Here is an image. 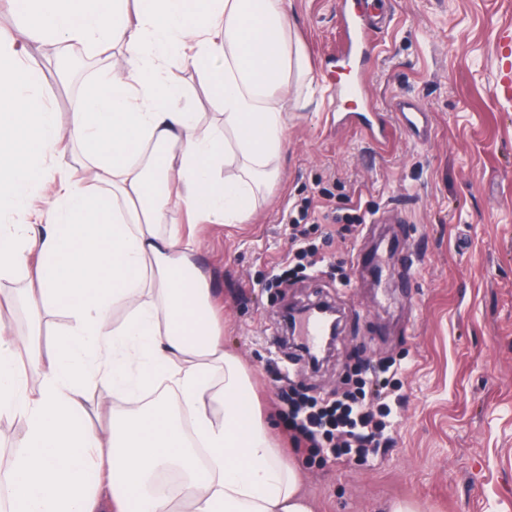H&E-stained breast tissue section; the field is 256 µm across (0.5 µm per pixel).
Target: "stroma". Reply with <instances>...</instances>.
I'll return each mask as SVG.
<instances>
[{
    "mask_svg": "<svg viewBox=\"0 0 512 512\" xmlns=\"http://www.w3.org/2000/svg\"><path fill=\"white\" fill-rule=\"evenodd\" d=\"M380 2L388 20L365 80L387 144L371 137L355 103H336L339 0H292L314 83L289 97L281 177L247 222L199 225L193 261L220 307L225 350L249 371L264 415L279 423L280 447L290 442L279 389L326 399L358 364L397 368L394 448L343 461L295 453L314 512H386L403 500L421 512H512V101L494 95L512 0ZM0 32L27 43V62L40 74L35 92L63 120L112 68L105 52L70 79L58 77L46 65V43L29 40L7 0ZM404 100L427 112V140L398 124ZM356 205L371 221L342 240L334 219ZM295 219L327 262L289 278ZM359 251L376 255L378 274L351 266ZM22 286L0 279V321L13 336L37 334L50 351L71 320L61 311L34 320L16 300ZM315 300L343 316L333 357L317 372L284 342L278 312L286 301Z\"/></svg>",
    "mask_w": 512,
    "mask_h": 512,
    "instance_id": "1",
    "label": "stroma"
}]
</instances>
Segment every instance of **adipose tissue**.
<instances>
[{
  "label": "adipose tissue",
  "mask_w": 512,
  "mask_h": 512,
  "mask_svg": "<svg viewBox=\"0 0 512 512\" xmlns=\"http://www.w3.org/2000/svg\"><path fill=\"white\" fill-rule=\"evenodd\" d=\"M28 36L117 50L104 91L69 114L84 157L51 201L45 222L0 226V272L27 280L37 314L65 309L70 328L43 358L34 338L0 325V415L27 431L0 512H312L301 470L269 435L251 378L226 351L217 307L192 261L196 224H241L258 192L277 180L287 139L288 90L311 68L288 0H19ZM26 50L0 39V212H22L50 178L60 143L57 112L34 94ZM191 66L219 111L220 130L199 133L200 115L172 69ZM27 126V161L13 129ZM237 162V172L223 167ZM135 302L123 322L112 307ZM224 372L222 394L212 374ZM138 398L163 381L192 418L159 402L113 412L100 430L83 386ZM161 468L183 476L177 494L150 482ZM121 474L134 492L115 485Z\"/></svg>",
  "instance_id": "obj_1"
}]
</instances>
